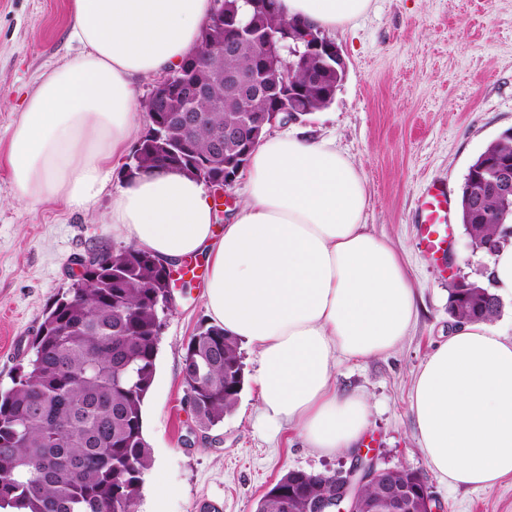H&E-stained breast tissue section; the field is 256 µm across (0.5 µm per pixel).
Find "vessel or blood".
Segmentation results:
<instances>
[{"label": "vessel or blood", "mask_w": 512, "mask_h": 512, "mask_svg": "<svg viewBox=\"0 0 512 512\" xmlns=\"http://www.w3.org/2000/svg\"><path fill=\"white\" fill-rule=\"evenodd\" d=\"M451 197L442 182L424 187L418 198L419 245L428 256L446 260L451 245Z\"/></svg>", "instance_id": "obj_1"}]
</instances>
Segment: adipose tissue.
<instances>
[{"label": "adipose tissue", "instance_id": "1", "mask_svg": "<svg viewBox=\"0 0 512 512\" xmlns=\"http://www.w3.org/2000/svg\"><path fill=\"white\" fill-rule=\"evenodd\" d=\"M371 0H278L280 14L336 31ZM213 0H71L82 52L49 70L0 158L16 199L82 209L112 194L110 222L165 260L206 254L213 321L257 352V422L290 428L320 455L355 451L370 405L336 386V360L396 350L418 317L394 249L369 231L362 171L332 140L300 132L259 140L239 177L244 197L224 228L202 182L157 167L117 190L114 168L143 110L139 78L200 47ZM431 471L488 490L512 476V340L484 321L458 323L422 363L410 392Z\"/></svg>", "mask_w": 512, "mask_h": 512}]
</instances>
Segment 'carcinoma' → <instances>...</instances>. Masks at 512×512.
Here are the masks:
<instances>
[{"instance_id":"obj_1","label":"carcinoma","mask_w":512,"mask_h":512,"mask_svg":"<svg viewBox=\"0 0 512 512\" xmlns=\"http://www.w3.org/2000/svg\"><path fill=\"white\" fill-rule=\"evenodd\" d=\"M223 25L201 34L205 57L246 25L255 33L281 27L277 0H258L242 9L240 0H222ZM298 42L283 44L285 80L300 89L311 106H327L336 91V72L328 69L320 85L308 83L309 61L294 55ZM233 62L242 69L262 67L252 48H239ZM228 96L214 85L195 102L208 113L191 144L182 147L174 112L178 98L159 83L145 100L149 128L138 141L129 165L146 172L165 166L192 174L224 172V157L250 155L254 142L214 140V132L234 122L215 100ZM512 159V131L484 150ZM473 243H506L504 225L512 224V194L488 196L472 219L462 216ZM91 261L47 308L32 340L33 357L19 368L13 386L0 391V508L15 512H137L145 471L151 463L143 431V407L153 383L160 340L158 311L165 296L160 273L165 266L149 252L129 246L117 252L93 250ZM484 307L473 291L455 286L448 307L458 319L495 320L500 300L484 289ZM182 380L194 399L196 423L210 428L236 405L244 387L239 341L219 325H200L187 344ZM393 479L423 486L416 471L398 469ZM336 482L325 473L290 470L260 498L256 512H305V496L331 498Z\"/></svg>"}]
</instances>
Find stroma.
<instances>
[{
  "label": "stroma",
  "instance_id": "stroma-1",
  "mask_svg": "<svg viewBox=\"0 0 512 512\" xmlns=\"http://www.w3.org/2000/svg\"><path fill=\"white\" fill-rule=\"evenodd\" d=\"M70 0H0V147L18 120L23 99L52 67L80 53L69 39ZM346 76L327 108L289 121L288 129L333 140L361 169L367 224L400 256L419 305L409 335L392 353L341 360L336 385L370 402L366 435L379 466L419 472L437 512H512V477L492 489L451 490L428 468L415 435L410 391L427 354L447 339L456 320L448 296L476 277L475 255L461 222L453 224L447 267L417 245L418 194L428 182L448 186L459 201L473 160L512 130V0H371L369 10L331 33ZM87 209L11 199L0 164V389L12 386L30 354L46 308L64 291L92 249L117 251L127 241L109 216L112 190ZM204 257L178 275L162 330L153 384L143 407L152 463L143 476L137 512H255L267 488L296 469L331 474L354 454L320 456L292 429L269 437L257 424L258 398L245 383L223 422L197 427L182 384L190 337L208 323Z\"/></svg>",
  "mask_w": 512,
  "mask_h": 512
}]
</instances>
